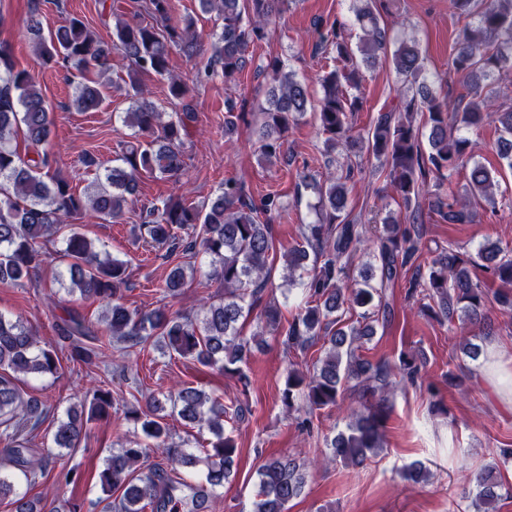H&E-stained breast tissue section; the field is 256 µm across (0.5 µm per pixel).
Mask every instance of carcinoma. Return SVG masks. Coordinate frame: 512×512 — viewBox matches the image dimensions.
I'll list each match as a JSON object with an SVG mask.
<instances>
[{
  "mask_svg": "<svg viewBox=\"0 0 512 512\" xmlns=\"http://www.w3.org/2000/svg\"><path fill=\"white\" fill-rule=\"evenodd\" d=\"M204 13H217L221 26L211 34V66L220 67L231 80L247 65L249 44L268 35L283 10L285 0H199ZM450 9L466 19L452 60L454 73L481 98L461 106L439 96L426 80L422 50L415 39L402 40L391 48L393 37L382 19L381 0H352V12L364 30L354 46L337 22H318L319 42L315 52L330 56L333 67L319 78L320 95L312 103L308 85L286 69L278 58L264 68L267 79L266 106L255 129L259 150L273 157L282 147L288 126L315 112L325 151L341 144L345 161L336 176L305 180L316 197L310 205L316 216L302 226L303 243L288 250V288L303 286L308 300L289 324L284 336L286 351L304 350L320 337L325 355L311 371L289 364L283 402L294 407L302 399L305 418L311 423L316 412L336 407L349 394L360 409L351 414L346 429L327 445L326 459L362 464L382 448V436L390 417L386 396L392 377L414 380L418 367L405 356L395 364L387 359L372 362L362 355L364 341L376 333V323L391 314L386 291L395 287L404 269L419 258V238L384 219L375 263L367 265L361 279H349L342 259L351 258L362 244V230L348 203V183L363 172L359 159L367 154L377 165L373 173L385 172L393 192L405 208L407 219L416 220L423 189L453 181L465 172L470 191L494 202L496 179L479 162H472L468 140L459 131L477 129L486 121L499 123L498 155L512 169V105H497L495 84L490 78L512 74V0H449ZM151 21L116 18L112 42L98 38L78 18H67L56 29L43 32L42 22L32 14L26 21V37L33 44L36 64L47 67L63 61L77 72L73 106L79 112L97 110L103 100L104 76L112 67V54L120 52L128 67L127 95L131 106L123 122L134 129L118 163L103 169L97 183L84 194L70 183L50 174L51 161L44 149L54 127L53 109L44 97L32 71L19 69L8 44L0 42V284H14L31 276L49 255V236L69 229L60 258L66 262L69 284L61 287L84 299L106 303L104 314L93 323L70 313L63 320L61 338L70 357L85 365L95 364L96 343L116 342L131 347L153 345L162 354L190 359L204 367L238 379L248 387L243 370L258 342L243 335L252 313L264 328L275 331L280 322L277 305L264 300L267 279L276 258L272 225L261 216L280 211L278 197L269 195L256 205L242 183L227 179L221 191L202 205L193 206L169 198L162 207L146 213L142 227L150 243L173 253L197 250L210 257L211 276L224 284V294L201 305L196 314L173 315L162 306L149 311L131 309L123 301L127 284L126 263L110 255L100 256L94 243L76 230L74 221L92 211L105 219H118L139 191L142 177L178 180L185 171L184 139L195 114L189 99L193 87L171 74V54L196 51L199 34L194 17L173 15L172 0H145L142 5ZM392 65L412 94L382 111L366 133H353L351 117L363 109V99L350 91L359 89L365 71L380 61ZM154 74L167 80L169 99L181 104L178 112H165L145 96L139 76ZM224 135L238 131L243 107L224 102ZM429 148H424L423 137ZM437 213L447 224H469L472 213L465 204L448 195L437 202ZM189 229L192 236L176 235ZM313 261L310 279L299 283L298 269ZM480 267L492 281L493 290L472 273ZM187 284L186 266H172L161 286L166 297L181 294ZM424 288L429 306L439 321L454 328L455 320L479 324L489 330L486 313L492 297L505 313H512V250L492 245L482 247L477 259L457 250L442 251L428 266L425 279L411 282ZM362 309L358 320L346 314ZM60 366L57 349L41 343L32 328L18 317L0 313V439L11 469H0V498H11L13 512H81L80 505L58 497L50 503L32 499L22 484L35 482L49 460L72 453L80 444L86 425L106 418L112 409V393L99 387L89 406H74L57 419L49 454L33 458L30 443L49 418L53 407L25 393L21 378L54 376ZM171 410L184 425L210 434L194 450L185 441L175 442L162 422ZM244 415L237 400L225 405L183 382L168 392L150 395L146 407L132 406L124 412L140 440L112 449L99 472L106 497L100 499L106 512H209L217 491L236 475L237 446L224 433V416ZM161 451L163 461L142 468L139 462L151 450ZM253 512H288V504L300 497L306 483L303 464L289 457H270L257 471ZM477 512H497L504 485L497 468L489 466L473 478ZM119 493L114 499L112 494Z\"/></svg>",
  "mask_w": 512,
  "mask_h": 512,
  "instance_id": "carcinoma-1",
  "label": "carcinoma"
}]
</instances>
